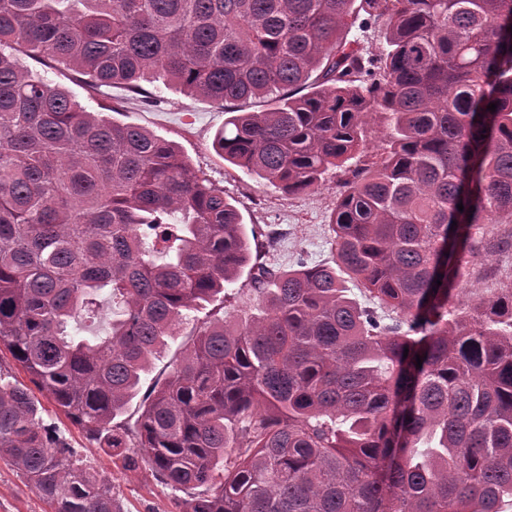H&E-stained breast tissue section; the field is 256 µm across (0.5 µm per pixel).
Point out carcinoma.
Wrapping results in <instances>:
<instances>
[{"instance_id":"carcinoma-1","label":"carcinoma","mask_w":512,"mask_h":512,"mask_svg":"<svg viewBox=\"0 0 512 512\" xmlns=\"http://www.w3.org/2000/svg\"><path fill=\"white\" fill-rule=\"evenodd\" d=\"M508 21L512 0H0V348L123 469L185 493L178 512H502L512 281L460 294L469 259L512 251L486 231L512 220ZM25 57L95 89L161 75L269 103L214 142L285 195L343 169L336 267L257 264L262 315L197 327L132 429L116 418L152 358L250 262L246 224L175 144ZM103 295L109 327L87 336ZM0 459L54 512H121L1 369Z\"/></svg>"}]
</instances>
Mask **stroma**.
<instances>
[{"label":"stroma","instance_id":"obj_1","mask_svg":"<svg viewBox=\"0 0 512 512\" xmlns=\"http://www.w3.org/2000/svg\"><path fill=\"white\" fill-rule=\"evenodd\" d=\"M39 69L68 88L89 110L121 103L122 121L137 124L176 142L193 166L223 188L225 196L242 213L251 248H258L265 242L269 232L279 234L280 243L267 257V265L291 268L303 258L333 264L335 250L328 216L340 190V174L329 175L318 190L285 195L267 180L225 162L216 152L213 138L216 130L224 125L223 107L188 96L173 87L162 88V102L154 106L121 87L89 89L81 75L53 70L48 61L40 64ZM472 268L468 288L476 295L490 297L512 278V256L483 253L473 259ZM251 274V269H244L236 282L227 286L223 308L208 304L196 311L195 321L179 325L174 338L169 339L167 346L152 359L142 380L143 388H150L153 382L167 376L173 362L181 357L185 345L190 343L196 321L213 319L219 310L238 320L257 313L259 304L252 288ZM37 399L45 423L54 425L59 436L111 482L122 512H177L175 502L180 497L179 492L144 472L126 471L115 466L109 455L60 413L47 393H38ZM0 512H52V509L27 485L17 469L0 461Z\"/></svg>","mask_w":512,"mask_h":512}]
</instances>
